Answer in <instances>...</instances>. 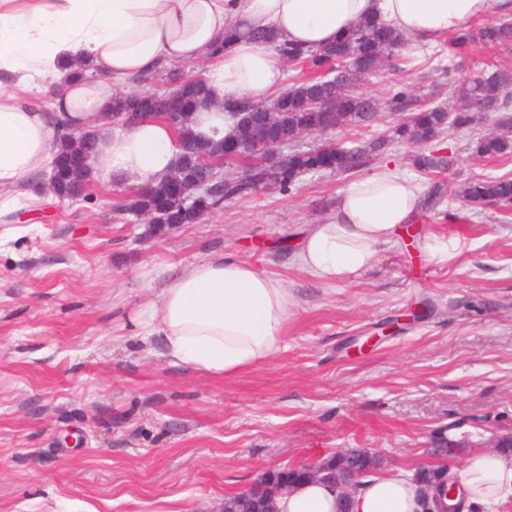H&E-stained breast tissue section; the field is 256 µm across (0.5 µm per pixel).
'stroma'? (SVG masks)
<instances>
[{
	"instance_id": "35a3bbf8",
	"label": "stroma",
	"mask_w": 512,
	"mask_h": 512,
	"mask_svg": "<svg viewBox=\"0 0 512 512\" xmlns=\"http://www.w3.org/2000/svg\"><path fill=\"white\" fill-rule=\"evenodd\" d=\"M402 72L363 78L373 96L400 83L454 108L469 70L406 47ZM403 115L302 137L301 149L389 137ZM489 125L447 128L445 172L426 147L390 140L393 161L443 201L414 224L415 248L383 250L352 282L322 286L293 269L288 239L325 217L370 167L302 176L225 202L163 235L116 208L117 181L63 200L0 244V512H214L262 474L309 451L366 448L384 467H460L491 439L512 440V216L476 208L465 181L512 174V156L478 157ZM447 244V256L431 248ZM230 253L277 274L294 294L282 351L222 379L171 363L160 347L115 336L163 261Z\"/></svg>"
}]
</instances>
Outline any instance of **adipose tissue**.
<instances>
[{"label":"adipose tissue","instance_id":"ef3b65f1","mask_svg":"<svg viewBox=\"0 0 512 512\" xmlns=\"http://www.w3.org/2000/svg\"><path fill=\"white\" fill-rule=\"evenodd\" d=\"M391 23L414 47L434 46L473 21L512 18V0H0V223L21 209L57 201L48 179L63 139L97 136L92 179L157 185L180 152L164 120L145 117L113 130L112 101L132 82L178 63H206L216 98L252 102L285 89L275 49L248 39L273 31L278 43L315 50L336 42L365 18ZM240 38L225 41L228 27ZM89 64L95 80L76 76ZM36 77L56 89L49 111L23 106L16 88ZM424 192L390 162L351 182L326 217L297 239L291 264L320 285L346 283L371 270L381 249L418 222ZM151 294L127 313V336L158 340L172 363L232 378L276 357L294 300L283 280L233 256L154 264ZM423 490L395 469L356 486L348 500L310 481L276 501L277 512H421ZM464 507L512 498V458L471 453L458 470Z\"/></svg>","mask_w":512,"mask_h":512}]
</instances>
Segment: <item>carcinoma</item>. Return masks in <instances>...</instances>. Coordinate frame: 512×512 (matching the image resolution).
Segmentation results:
<instances>
[{
    "mask_svg": "<svg viewBox=\"0 0 512 512\" xmlns=\"http://www.w3.org/2000/svg\"><path fill=\"white\" fill-rule=\"evenodd\" d=\"M479 41L490 45L512 42V23L503 22L477 31L467 30L452 38L457 50ZM404 44L391 24L369 17L335 43L302 53L279 46L280 58L307 69L308 76L294 83L288 91L268 103L257 106L241 103L242 112L236 126L252 124L261 133L267 131L268 113H274L278 129L276 135L292 146L295 137L304 129L327 131L345 125H364L372 122L382 108L403 112L412 106V95L399 90L385 103L372 95L358 92L357 83L366 75L383 68H396L395 58ZM170 83L179 84L174 93L149 90L134 96H118L113 100V121L119 123L126 116H156L168 121L174 128L184 154L180 167L188 183L189 200L177 199L168 180L157 186L135 189L123 205V212L144 214L155 225L154 233L177 224H188L210 211L221 207L224 200L246 198L266 185L263 172L256 169L245 178H226L209 190L195 191L193 185L213 184L214 173L202 166V161L224 155V141L232 136L204 137L192 127L193 115L215 105V99L206 83L200 79L192 83L182 81L181 74L169 67L163 69ZM480 119L492 120L503 128H512V74L494 70L476 76L458 91V106L453 111L443 107H429L415 112L410 120L399 124L395 133L407 143L429 145L437 140L447 127L465 129ZM386 140L378 138L352 146L328 145L324 148L289 151L279 163L275 186L286 192L304 174L331 171L347 173L365 166L370 157L385 149ZM96 149L93 134L70 136L62 143L55 156L53 189L60 198H66L89 188L87 175ZM475 153L481 158L512 154V139L500 134H488L477 141ZM421 166L428 171L443 172L454 165V158L441 150L420 157ZM461 193L470 203L480 205L491 201L504 209H512V177H479L464 183ZM380 459L365 450L339 451L321 461L323 473H341L348 469L367 470L374 475ZM447 478L444 466L419 469L416 480L427 487Z\"/></svg>",
    "mask_w": 512,
    "mask_h": 512,
    "instance_id": "obj_1",
    "label": "carcinoma"
}]
</instances>
